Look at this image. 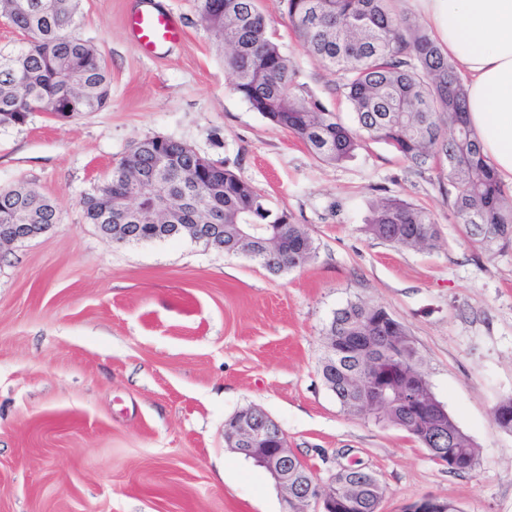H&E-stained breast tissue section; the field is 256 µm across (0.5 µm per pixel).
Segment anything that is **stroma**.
I'll return each mask as SVG.
<instances>
[{"label": "stroma", "mask_w": 512, "mask_h": 512, "mask_svg": "<svg viewBox=\"0 0 512 512\" xmlns=\"http://www.w3.org/2000/svg\"><path fill=\"white\" fill-rule=\"evenodd\" d=\"M152 4L184 36L149 56L126 16ZM260 7L298 82L352 124L336 74L307 53L280 0ZM77 32L110 71L108 103L0 126V188L27 184L59 216L0 256V512H285L273 478L224 441L225 420L249 406L321 481L373 472L387 489L380 512L425 497L512 512V432L494 420L512 397V246L489 253L466 235L446 165L416 169L372 140L342 164L316 160L233 91L195 0H79ZM154 137L253 185L308 229L314 258L275 275L187 238L103 236L81 198ZM382 196L427 209L439 247L368 236ZM358 299L406 325L432 394L478 448L473 470L348 414L325 386L323 332Z\"/></svg>", "instance_id": "obj_1"}]
</instances>
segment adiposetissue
<instances>
[{
  "mask_svg": "<svg viewBox=\"0 0 512 512\" xmlns=\"http://www.w3.org/2000/svg\"><path fill=\"white\" fill-rule=\"evenodd\" d=\"M440 46L466 77L467 121L512 184V0H424Z\"/></svg>",
  "mask_w": 512,
  "mask_h": 512,
  "instance_id": "obj_1",
  "label": "adipose tissue"
}]
</instances>
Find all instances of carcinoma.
Listing matches in <instances>:
<instances>
[{"instance_id":"cac0c4a2","label":"carcinoma","mask_w":512,"mask_h":512,"mask_svg":"<svg viewBox=\"0 0 512 512\" xmlns=\"http://www.w3.org/2000/svg\"><path fill=\"white\" fill-rule=\"evenodd\" d=\"M197 0L200 19L221 38L233 90L272 123L300 138L312 155L340 164L362 143L391 146L416 168L444 160L448 200L466 233L491 252L512 245V198L481 151L466 122L467 89L455 63L420 25L398 16L393 0H281L288 20L308 53L338 76L336 92L349 102L353 126L312 99L297 82L256 0ZM78 0H0V12L25 36L17 48L0 50V123L22 125L34 108L45 112H96L111 91L110 73L97 50L75 33ZM193 150L157 138L138 142L110 179L86 196L87 223L102 234L126 236L125 225L165 224L141 189L144 178L164 174L165 192L177 224L224 225L223 252L244 254L272 274L301 267L315 255L309 232L273 210L249 183L224 169L192 182ZM271 224L262 241L243 239L239 225ZM56 207L21 184L0 190V224H56ZM369 235L397 248H433L437 224L424 209L398 197L373 205ZM288 239V255L276 237ZM410 340L404 323L375 303L354 301L338 310L326 330L321 374L340 406L378 425L402 428L421 444L436 432L439 448L457 458L458 472L477 464V448L448 414L438 409L416 356L385 379V398L364 413L363 393L376 367L400 360L396 344ZM419 393L420 410L401 403L405 390ZM328 490L352 501L353 512H374L380 490L359 471L336 474Z\"/></svg>"}]
</instances>
